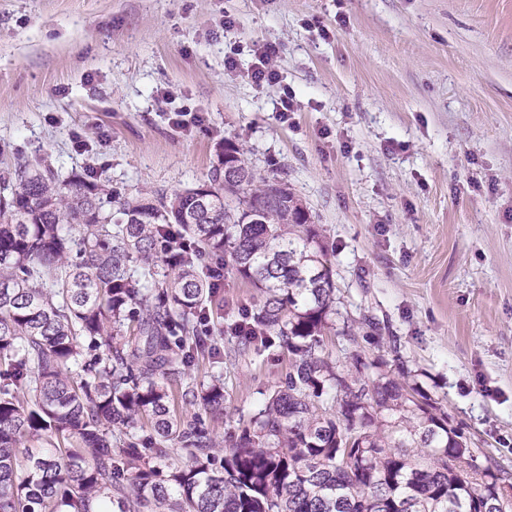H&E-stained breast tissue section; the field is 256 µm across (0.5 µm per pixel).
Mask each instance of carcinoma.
<instances>
[{
  "mask_svg": "<svg viewBox=\"0 0 512 512\" xmlns=\"http://www.w3.org/2000/svg\"><path fill=\"white\" fill-rule=\"evenodd\" d=\"M226 156L246 179H224ZM217 157L207 181L160 198L116 200L90 175L29 163L0 180V512H90L114 492L122 512H502L512 475L473 464L405 365L395 377L380 358L325 356L336 282L306 205L237 142ZM204 256L259 293L234 326L243 348L290 356L219 461L170 407L175 364L220 356L199 333L216 294ZM86 343L106 355L86 358ZM181 400L217 413L224 382ZM136 419L153 434L112 453ZM32 440L54 454L21 452ZM172 442L188 463L150 465Z\"/></svg>",
  "mask_w": 512,
  "mask_h": 512,
  "instance_id": "carcinoma-1",
  "label": "carcinoma"
}]
</instances>
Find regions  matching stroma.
<instances>
[{"mask_svg": "<svg viewBox=\"0 0 512 512\" xmlns=\"http://www.w3.org/2000/svg\"><path fill=\"white\" fill-rule=\"evenodd\" d=\"M266 42L279 80L258 86ZM181 110L204 128L174 129ZM226 139L320 231L335 321L355 323L325 354L402 357L475 463L512 471V0H0L1 176L38 162L168 195L206 180ZM256 296L225 274L208 324L223 358L172 385L188 419L182 387L223 380V411L203 416L220 452L288 369L286 350L239 351L228 330ZM251 51L254 61L247 76L256 85L274 82L278 74L273 61L279 53V47L273 43L255 44Z\"/></svg>", "mask_w": 512, "mask_h": 512, "instance_id": "1", "label": "stroma"}]
</instances>
